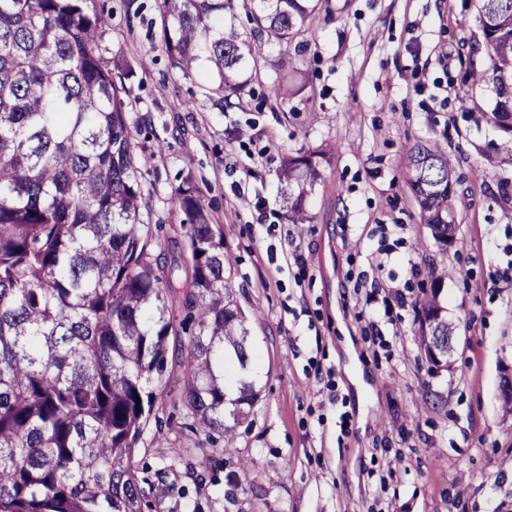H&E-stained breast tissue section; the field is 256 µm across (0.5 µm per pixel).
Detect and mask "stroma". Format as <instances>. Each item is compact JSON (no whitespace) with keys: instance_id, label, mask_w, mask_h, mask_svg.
I'll return each instance as SVG.
<instances>
[{"instance_id":"stroma-1","label":"stroma","mask_w":512,"mask_h":512,"mask_svg":"<svg viewBox=\"0 0 512 512\" xmlns=\"http://www.w3.org/2000/svg\"><path fill=\"white\" fill-rule=\"evenodd\" d=\"M91 7L108 55L135 71L132 121L165 145L140 166L151 252L172 249L170 197L192 176L236 257L259 369V399L227 439L186 410L170 356L135 458L156 512H512V203L499 200L512 164L485 160L492 94L463 81L485 63L474 0H320L307 48L254 43L250 91L225 101L171 69L151 37L156 0ZM429 138L461 176L446 251L405 182L407 147ZM326 143L312 221L293 228L280 162ZM434 273L456 336L437 371L415 309Z\"/></svg>"}]
</instances>
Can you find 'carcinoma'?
Masks as SVG:
<instances>
[{
    "mask_svg": "<svg viewBox=\"0 0 512 512\" xmlns=\"http://www.w3.org/2000/svg\"><path fill=\"white\" fill-rule=\"evenodd\" d=\"M91 0H0V512H145L133 456L158 399L153 382L181 350L187 407L205 429L247 418L253 384L246 319L226 271L233 257L192 177L171 198L182 241L153 257L150 195L139 178L126 79L103 47ZM243 9L252 27L235 21ZM487 63L471 86L492 90L482 117L512 145V0H475ZM317 0H159V40L184 78L203 70L221 99L249 86L252 43L304 35ZM331 151L299 150L280 172L288 223ZM460 176L448 146L419 140L405 181L442 249ZM185 268V277L174 276ZM442 277L416 303L421 346L448 336ZM193 323H175L173 304Z\"/></svg>",
    "mask_w": 512,
    "mask_h": 512,
    "instance_id": "carcinoma-1",
    "label": "carcinoma"
}]
</instances>
